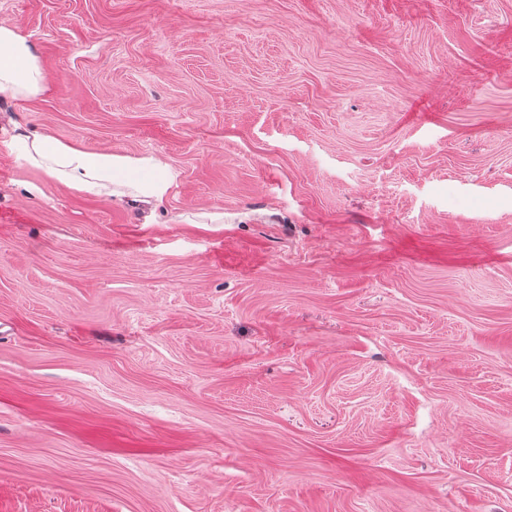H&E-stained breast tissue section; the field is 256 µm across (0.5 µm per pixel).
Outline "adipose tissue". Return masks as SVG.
I'll return each instance as SVG.
<instances>
[{"label": "adipose tissue", "mask_w": 512, "mask_h": 512, "mask_svg": "<svg viewBox=\"0 0 512 512\" xmlns=\"http://www.w3.org/2000/svg\"><path fill=\"white\" fill-rule=\"evenodd\" d=\"M44 84L43 67L29 40L15 26L1 22L0 101L34 99ZM14 144L29 164L77 192H112L144 202L162 198L172 182L159 159L89 152L35 128L20 130Z\"/></svg>", "instance_id": "ef3b65f1"}]
</instances>
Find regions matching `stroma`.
<instances>
[{"label":"stroma","instance_id":"35a3bbf8","mask_svg":"<svg viewBox=\"0 0 512 512\" xmlns=\"http://www.w3.org/2000/svg\"><path fill=\"white\" fill-rule=\"evenodd\" d=\"M0 512H512V0H0ZM36 126L152 156L74 192ZM45 73L29 40L13 25L0 23V101H26L44 90ZM14 144L29 164L76 192L129 195L147 202L161 199L172 182L168 167L159 159L89 152L36 128L20 130ZM118 175L121 178H114Z\"/></svg>","mask_w":512,"mask_h":512}]
</instances>
